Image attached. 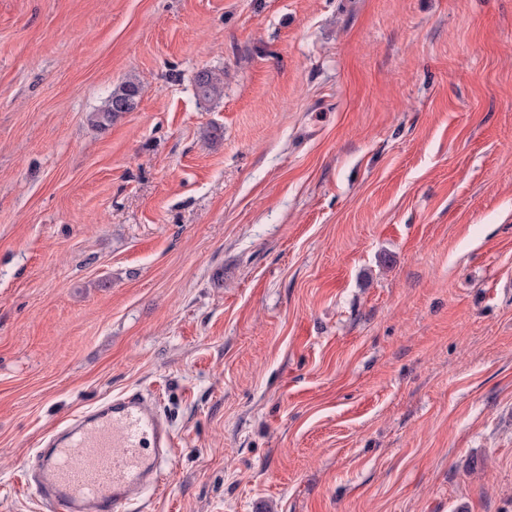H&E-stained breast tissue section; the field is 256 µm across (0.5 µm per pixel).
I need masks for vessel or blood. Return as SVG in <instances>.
Wrapping results in <instances>:
<instances>
[{"label": "vessel or blood", "instance_id": "1", "mask_svg": "<svg viewBox=\"0 0 512 512\" xmlns=\"http://www.w3.org/2000/svg\"><path fill=\"white\" fill-rule=\"evenodd\" d=\"M174 436L138 391L77 415L55 433L28 480L47 512H130L159 488Z\"/></svg>", "mask_w": 512, "mask_h": 512}]
</instances>
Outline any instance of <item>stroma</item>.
<instances>
[{
  "label": "stroma",
  "instance_id": "stroma-1",
  "mask_svg": "<svg viewBox=\"0 0 512 512\" xmlns=\"http://www.w3.org/2000/svg\"><path fill=\"white\" fill-rule=\"evenodd\" d=\"M134 389L137 512H512V0H0V512ZM195 88L199 99L210 102L224 93V73L220 70L204 69L195 76ZM140 83L135 78H129L114 89L108 97L105 107L99 112L91 114L89 120L98 127H106L112 123L118 116L119 112H112V105L116 101H130L131 110L136 107L137 98L140 95Z\"/></svg>",
  "mask_w": 512,
  "mask_h": 512
}]
</instances>
